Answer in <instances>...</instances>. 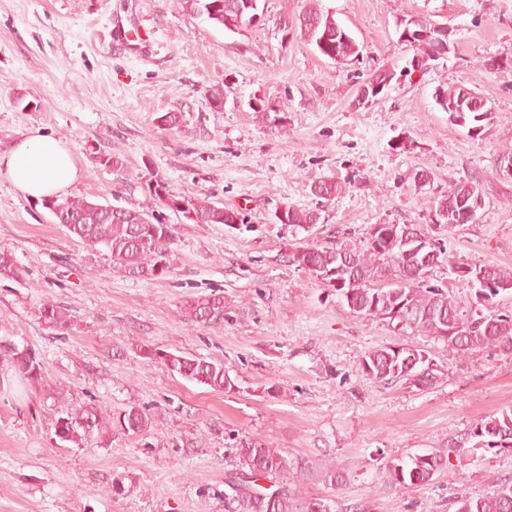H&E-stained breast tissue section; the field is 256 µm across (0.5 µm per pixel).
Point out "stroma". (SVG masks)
I'll use <instances>...</instances> for the list:
<instances>
[{"label": "stroma", "mask_w": 512, "mask_h": 512, "mask_svg": "<svg viewBox=\"0 0 512 512\" xmlns=\"http://www.w3.org/2000/svg\"><path fill=\"white\" fill-rule=\"evenodd\" d=\"M305 3L261 0L260 18L229 32L173 0H0V151L54 137L78 169L70 196L175 228L172 273L133 279L0 175V250L19 267L0 279V341L31 349L43 367L39 382L0 389V512H224L232 449L245 436L302 471L288 486L296 503L329 512H455L457 496L512 483V451L470 438L479 419L512 411V355L461 356L423 331L353 314L288 262L305 239L353 244L376 224H416L447 250L430 283L461 302L474 291L450 264L512 268V176L500 171L512 149V0H321L362 49L344 63L281 26ZM407 13L446 24L448 53L412 67L415 51L398 39ZM121 26L152 39L147 54L118 37ZM385 66L390 85L355 105L360 84ZM217 84L219 109L208 101ZM455 87L491 105L484 135L450 125L436 103L437 90ZM170 112L181 113L178 126L162 123ZM108 154L123 170L103 165ZM420 170L430 176L421 188ZM321 178L342 187L324 205L310 192ZM155 180L172 195L236 208L242 222L186 221L149 192ZM462 181L477 185L484 206L471 223L439 227L434 200ZM286 205L321 208L319 224L274 223ZM210 294L224 297L223 327L187 313L188 301ZM47 302L65 312V328L41 317ZM393 344L428 354L439 381L369 379L364 353ZM148 348L223 362L233 387L186 380ZM58 391L69 407L108 409L106 433L60 441ZM133 407L154 419L138 435L118 422ZM428 453L448 460L432 482L389 488L392 463Z\"/></svg>", "instance_id": "1"}]
</instances>
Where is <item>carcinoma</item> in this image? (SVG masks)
I'll return each instance as SVG.
<instances>
[{"label": "carcinoma", "instance_id": "obj_1", "mask_svg": "<svg viewBox=\"0 0 512 512\" xmlns=\"http://www.w3.org/2000/svg\"><path fill=\"white\" fill-rule=\"evenodd\" d=\"M260 0H177V7L227 31L235 32L258 15ZM294 28L323 57L346 61L361 52L351 33L333 14L324 11L318 3L309 7L292 21ZM418 28L420 36L410 47L425 55L440 40H448V26L412 13L404 14L399 27ZM477 94L463 88L436 92L435 100L448 113V123L464 129H476L481 135L489 124L491 107H477ZM163 207L194 224L239 223V213L218 206L208 200L176 197L166 191L164 183L149 184ZM312 193L330 201L340 193L336 182L319 180L311 184ZM479 193L471 182H460L448 193L434 201L438 223L448 229L471 222L465 212L467 199ZM45 208L64 226L69 235L86 249L103 253L112 262V268L135 279L155 280L172 272L174 227L136 209L109 203H97L86 198L49 199ZM286 219L274 214L275 223L305 231L312 229L320 219L314 210L284 207ZM405 225H380L379 234L367 237L363 245L337 243L322 246L306 243L296 246L288 254L290 263L308 271L336 291L349 310L360 316H373L398 323L403 328L420 329L443 341L458 354L483 349H496L512 354V313L489 315L468 307L451 296L447 289L429 283V273L436 264L426 254L438 251L446 254L441 243L419 233V238L408 241L402 235ZM468 269V275L459 280L476 282L481 274L490 283L476 288L479 302H488L501 293L512 290V268L494 264L463 265L452 269ZM19 268L9 251H0V278H15ZM190 318L209 326L224 325V296L201 297L187 306ZM40 314L55 327L67 325L65 313L50 302L43 304ZM0 354L8 360L15 373L34 383L42 379V365L28 348L19 349L11 343H0ZM182 378L196 381L214 390L222 391L232 385L224 364L204 357L178 355L172 352L145 351ZM365 375L376 382L391 384L406 380L417 387H428L437 382L436 364L421 350L405 345L381 346L364 354L361 360ZM55 422V435L63 442H73L80 435L103 433L110 413L97 406L66 407ZM123 430L134 435L152 424L147 409L132 407L122 413ZM470 437L478 439L484 448L512 450V413L484 418L475 423ZM238 468L224 481L225 512H293L288 489L278 486L279 478L288 470L287 462L260 438L245 437L233 448ZM447 460L430 453L414 457L411 463L400 462L389 470V482L400 491L410 490L432 481ZM267 480L277 489L269 492L260 482ZM457 512H512V483L501 485L490 497L474 498L462 495L457 500Z\"/></svg>", "mask_w": 512, "mask_h": 512}]
</instances>
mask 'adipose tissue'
I'll return each instance as SVG.
<instances>
[{"instance_id":"adipose-tissue-1","label":"adipose tissue","mask_w":512,"mask_h":512,"mask_svg":"<svg viewBox=\"0 0 512 512\" xmlns=\"http://www.w3.org/2000/svg\"><path fill=\"white\" fill-rule=\"evenodd\" d=\"M0 172L15 190L37 200L65 195L78 178L70 150L59 140L35 135L0 152Z\"/></svg>"}]
</instances>
